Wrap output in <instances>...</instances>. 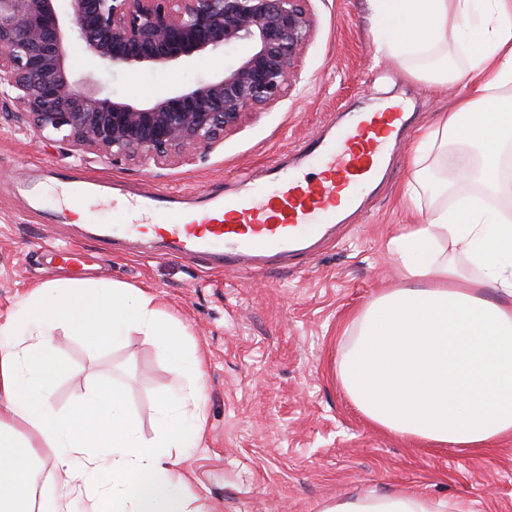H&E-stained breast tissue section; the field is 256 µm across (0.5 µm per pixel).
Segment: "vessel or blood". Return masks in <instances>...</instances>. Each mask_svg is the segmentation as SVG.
Wrapping results in <instances>:
<instances>
[{
	"label": "vessel or blood",
	"instance_id": "b4317fda",
	"mask_svg": "<svg viewBox=\"0 0 512 512\" xmlns=\"http://www.w3.org/2000/svg\"><path fill=\"white\" fill-rule=\"evenodd\" d=\"M405 123V113L395 104L353 113L334 142L314 137L304 145L301 156L315 160L316 179L273 165L265 169L264 179L275 185V192L234 198L206 194L192 208L166 192L147 193L126 205L138 223L101 229L99 240L109 244L121 235L160 240L177 254L204 257L227 271L310 253L307 229L355 210L359 191L376 183Z\"/></svg>",
	"mask_w": 512,
	"mask_h": 512
}]
</instances>
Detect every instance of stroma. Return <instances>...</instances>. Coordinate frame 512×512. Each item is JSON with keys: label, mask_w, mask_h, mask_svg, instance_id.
I'll return each mask as SVG.
<instances>
[{"label": "stroma", "mask_w": 512, "mask_h": 512, "mask_svg": "<svg viewBox=\"0 0 512 512\" xmlns=\"http://www.w3.org/2000/svg\"><path fill=\"white\" fill-rule=\"evenodd\" d=\"M308 7L314 32L288 96L186 163L79 157L35 136L11 102L0 101V313L50 280H103L152 294L202 361L204 445L179 466L211 512H317L327 500L394 490L461 500L470 512H512V437L465 453L395 436L366 419L336 377L354 315L404 284L387 244L428 219L426 209L402 198L409 159L460 85L431 86L395 61L375 59L370 0H309ZM230 62L215 52L176 68L96 78L105 93L143 101L222 73ZM392 100L408 112L403 139L365 206L316 256L218 273L202 257L124 240L104 246L94 237L96 227L133 223L121 204L126 196L162 190L191 205L204 193L265 188V166L292 163L310 137L335 140L348 113ZM66 173L114 187L113 195L89 197L84 222L60 212ZM57 247L84 252V265L51 259ZM58 343L71 368L54 390L58 408L93 385L113 383L124 389L143 435H153L173 392L158 341L131 330L94 356L75 337Z\"/></svg>", "instance_id": "stroma-1"}]
</instances>
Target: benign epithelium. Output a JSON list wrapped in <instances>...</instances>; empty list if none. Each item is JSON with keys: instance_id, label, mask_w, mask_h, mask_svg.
I'll return each mask as SVG.
<instances>
[{"instance_id": "1", "label": "benign epithelium", "mask_w": 512, "mask_h": 512, "mask_svg": "<svg viewBox=\"0 0 512 512\" xmlns=\"http://www.w3.org/2000/svg\"><path fill=\"white\" fill-rule=\"evenodd\" d=\"M0 0V97L46 141L119 163L186 161L286 97L314 20L308 0ZM82 42L100 71L172 68L224 50V72L141 104L68 64Z\"/></svg>"}]
</instances>
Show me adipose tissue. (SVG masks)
I'll return each mask as SVG.
<instances>
[{
  "instance_id": "1",
  "label": "adipose tissue",
  "mask_w": 512,
  "mask_h": 512,
  "mask_svg": "<svg viewBox=\"0 0 512 512\" xmlns=\"http://www.w3.org/2000/svg\"><path fill=\"white\" fill-rule=\"evenodd\" d=\"M375 55L412 77L460 83L449 111L421 134L403 196L431 211L388 245L407 287L375 297L336 376L372 423L459 450L512 437V0H371ZM472 184L451 194L449 173ZM90 351L135 330L163 339L175 373L153 438L142 436L116 385L64 410L57 330ZM204 378L182 332L152 295L93 280H57L0 316V512H205L166 451L201 447ZM318 512H467L389 492L329 501Z\"/></svg>"
}]
</instances>
